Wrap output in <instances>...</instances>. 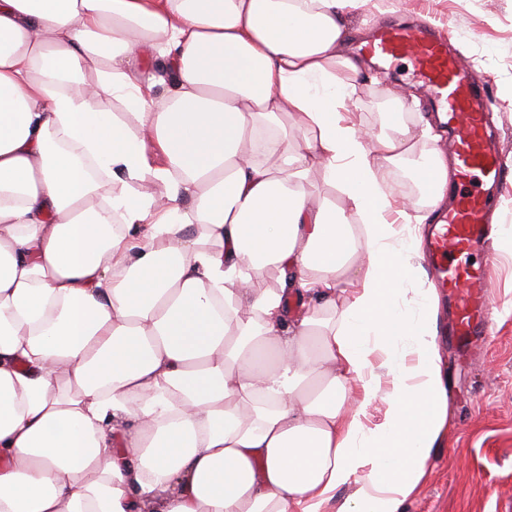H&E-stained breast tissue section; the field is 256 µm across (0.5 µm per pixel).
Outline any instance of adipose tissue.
I'll return each mask as SVG.
<instances>
[{
    "label": "adipose tissue",
    "mask_w": 512,
    "mask_h": 512,
    "mask_svg": "<svg viewBox=\"0 0 512 512\" xmlns=\"http://www.w3.org/2000/svg\"><path fill=\"white\" fill-rule=\"evenodd\" d=\"M367 3L0 0V512H403L448 391L383 174L449 172L338 117Z\"/></svg>",
    "instance_id": "obj_1"
}]
</instances>
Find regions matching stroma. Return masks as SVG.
Masks as SVG:
<instances>
[{
    "instance_id": "1",
    "label": "stroma",
    "mask_w": 512,
    "mask_h": 512,
    "mask_svg": "<svg viewBox=\"0 0 512 512\" xmlns=\"http://www.w3.org/2000/svg\"><path fill=\"white\" fill-rule=\"evenodd\" d=\"M396 16L430 22L488 76L490 122L512 171V0H371L351 20L348 51L362 54L375 29ZM389 72L385 84L372 72L361 77L348 113L374 135L412 123L414 111L436 110L413 79L409 63L393 62ZM395 91L414 95L417 109L391 111L388 99ZM491 270L495 320L488 335L465 360L446 335L436 339L451 425L433 448L427 474L404 512H512V250L498 249Z\"/></svg>"
}]
</instances>
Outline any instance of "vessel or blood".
<instances>
[{"instance_id":"1","label":"vessel or blood","mask_w":512,"mask_h":512,"mask_svg":"<svg viewBox=\"0 0 512 512\" xmlns=\"http://www.w3.org/2000/svg\"><path fill=\"white\" fill-rule=\"evenodd\" d=\"M366 50L385 61L407 60L413 76L446 107L451 119L462 123L455 142L456 179L448 186V209L427 249L438 285L456 304L459 338L485 333L492 320L487 300L490 271L456 264L453 258L486 245L488 212L500 184L511 173L484 124L488 79L425 28L383 25ZM475 180L482 189L474 193L467 186Z\"/></svg>"}]
</instances>
